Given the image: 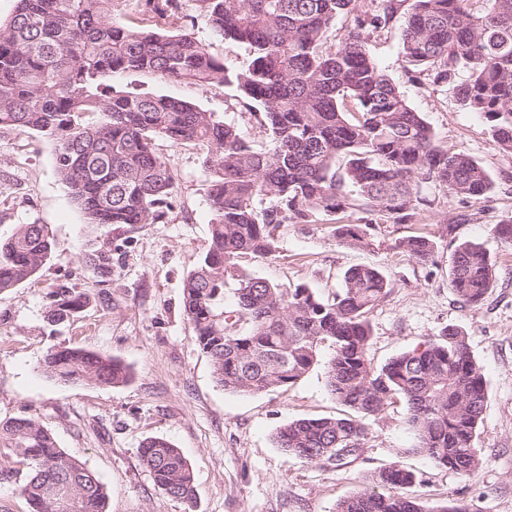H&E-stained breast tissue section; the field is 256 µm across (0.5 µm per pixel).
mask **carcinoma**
<instances>
[{"instance_id":"carcinoma-1","label":"carcinoma","mask_w":512,"mask_h":512,"mask_svg":"<svg viewBox=\"0 0 512 512\" xmlns=\"http://www.w3.org/2000/svg\"><path fill=\"white\" fill-rule=\"evenodd\" d=\"M409 2L402 31L408 80L457 102L490 124L494 142L512 154V0H195L212 33L246 45L244 68H230L187 32L182 0H145L168 28L133 27L112 13L113 0H17L0 23V133H37L56 144L55 171L85 223L102 241L82 262L99 283L112 277V227L155 224L173 208L175 177L155 150L158 139L208 147L212 213L207 253L182 286L183 313L196 344L226 391L258 394L290 386L326 361L327 386L361 416L400 398L437 466L472 475L486 401V380L465 331L448 325L436 338L380 367L368 358V315L390 292L380 270L349 268L343 286L323 298L304 284L283 287L240 265L245 256L277 257L275 230L350 212L336 238L368 248L379 225L413 224L444 192L466 205L493 180L473 157L448 149L367 50ZM353 16L343 39L326 47L328 30ZM143 72L196 85L231 86L265 130L257 148L234 124L178 98L120 90L112 75ZM391 249L422 264L436 243L408 235ZM448 280L465 304L478 305L496 283L487 251L450 241ZM44 224L19 225L0 241V293L31 280L51 256ZM235 288L224 301L226 284ZM48 320L79 313L87 295L68 283L49 294ZM64 382L119 386L130 378L119 360L58 346L40 361ZM364 424L350 416L300 418L280 427L276 447L306 463L343 468L362 451ZM0 448L26 466L19 488L33 512H107L109 491L53 434L31 417L0 423ZM157 489L182 502L196 496L192 469L164 438L140 448ZM373 486L342 498L336 512H470L464 503L430 508L412 494L414 473L398 464L372 475Z\"/></svg>"}]
</instances>
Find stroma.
I'll use <instances>...</instances> for the list:
<instances>
[{
	"mask_svg": "<svg viewBox=\"0 0 512 512\" xmlns=\"http://www.w3.org/2000/svg\"><path fill=\"white\" fill-rule=\"evenodd\" d=\"M184 11L194 18V36L213 55L233 68L247 64L245 46L214 37L194 0H184ZM405 18L398 12L368 48L438 139L472 156L490 174L492 192L471 202L472 218L458 225L454 236L484 246L496 264L495 288L479 305L466 307L448 282L450 237L443 221L459 208L449 195L418 223L382 225L379 243L370 249L337 242V224L351 220L345 213L314 224L281 225L279 258L247 256L241 264L270 282L304 283L325 295L340 287L351 266L381 270L392 288L369 314L368 356L377 365L434 338L445 326L462 327L486 379L475 440L481 467L464 478L418 453L398 399L366 418L362 454L349 466L326 469L288 456L274 444L281 426L347 412L330 392L321 364L294 385L261 394L216 386L182 309V283L210 245L206 146L157 141V153L175 175L174 206L159 223L120 229L126 244L112 256L111 279L101 284L81 261L97 232L55 173L52 141L5 133L0 135V240L18 225L36 222L47 225L54 247L31 281L0 294V421L30 416L41 422L59 448L107 485L108 512H335L340 499L370 486L375 468L392 463L416 473L413 492L427 505L456 499L468 502L472 512H512V242L494 231L512 217V154L496 147L486 120L463 110L453 94L408 82L401 57ZM113 84L191 101L236 124L254 145L266 141L233 88L149 73L120 74ZM419 233L435 240L434 263H419L390 247L395 238ZM65 281L91 300L52 326L45 318L48 294ZM102 293L108 302L99 301ZM59 344L119 359L131 372L129 383L102 387L48 377L39 360ZM153 437L170 441L190 463L198 491L194 502L181 503L155 489L140 460L143 443Z\"/></svg>",
	"mask_w": 512,
	"mask_h": 512,
	"instance_id": "obj_1",
	"label": "stroma"
}]
</instances>
